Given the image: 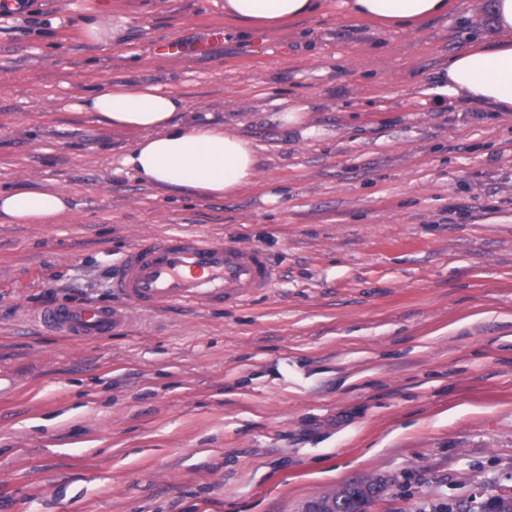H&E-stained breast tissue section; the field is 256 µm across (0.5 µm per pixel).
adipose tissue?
Wrapping results in <instances>:
<instances>
[{"label": "adipose tissue", "instance_id": "adipose-tissue-1", "mask_svg": "<svg viewBox=\"0 0 512 512\" xmlns=\"http://www.w3.org/2000/svg\"><path fill=\"white\" fill-rule=\"evenodd\" d=\"M341 8L392 29L409 30L446 15L449 0H341ZM319 0H224L225 18L245 26L274 27L315 16ZM500 37L452 55L438 94L512 112V0H489ZM76 110L95 113L135 133L119 164L142 184L173 194L221 198L253 185L254 143L212 123L186 124L184 97L149 83L119 84L78 97ZM70 192L19 184L0 188V218L12 224H56L72 210Z\"/></svg>", "mask_w": 512, "mask_h": 512}]
</instances>
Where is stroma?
<instances>
[{"label":"stroma","mask_w":512,"mask_h":512,"mask_svg":"<svg viewBox=\"0 0 512 512\" xmlns=\"http://www.w3.org/2000/svg\"><path fill=\"white\" fill-rule=\"evenodd\" d=\"M96 2L30 0L0 24V187L75 195L61 223H0V512H303L368 485L363 512H438L512 494V112L434 95L491 35L482 0L413 31L336 0L271 29L226 20L224 0H107L125 19L107 49L83 33ZM174 42L195 51L161 53ZM129 83L251 139L255 184L208 199L117 172L133 135L71 105ZM288 101L315 136L281 125ZM182 231L263 248L274 287L96 340L37 320L115 304L127 248Z\"/></svg>","instance_id":"35a3bbf8"}]
</instances>
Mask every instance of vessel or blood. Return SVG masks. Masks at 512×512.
<instances>
[{"label": "vessel or blood", "mask_w": 512, "mask_h": 512, "mask_svg": "<svg viewBox=\"0 0 512 512\" xmlns=\"http://www.w3.org/2000/svg\"><path fill=\"white\" fill-rule=\"evenodd\" d=\"M274 279L270 258L257 246L187 233L147 237L125 252L114 271L119 304L56 306L37 318L73 338L98 339L127 322L131 311L153 312L175 302L240 305L265 293Z\"/></svg>", "instance_id": "b4317fda"}]
</instances>
